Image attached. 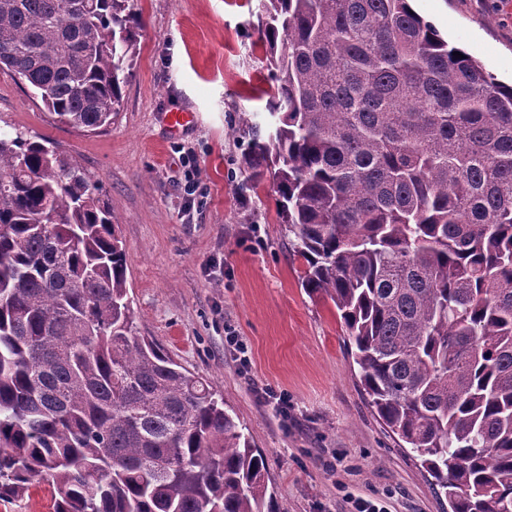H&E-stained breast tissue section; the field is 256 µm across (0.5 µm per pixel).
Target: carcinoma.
Returning <instances> with one entry per match:
<instances>
[{"instance_id":"carcinoma-1","label":"carcinoma","mask_w":512,"mask_h":512,"mask_svg":"<svg viewBox=\"0 0 512 512\" xmlns=\"http://www.w3.org/2000/svg\"><path fill=\"white\" fill-rule=\"evenodd\" d=\"M411 0H263L272 170L301 285L451 512H512V85ZM130 0H0V69L55 121L112 124ZM102 181L0 132V499L54 512H275L212 383L135 335ZM49 485H33L22 499L0 500V512H53Z\"/></svg>"}]
</instances>
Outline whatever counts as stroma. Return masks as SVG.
<instances>
[{"label":"stroma","instance_id":"obj_1","mask_svg":"<svg viewBox=\"0 0 512 512\" xmlns=\"http://www.w3.org/2000/svg\"><path fill=\"white\" fill-rule=\"evenodd\" d=\"M139 42L110 127L56 122L0 70V128L54 142L98 176L126 244L139 335L211 380L265 457L278 512H448L371 409L330 300L301 285L271 175L245 165L272 88L262 0H130ZM454 46L512 82V0H413ZM189 112L173 133L168 118ZM197 175L202 206L182 186Z\"/></svg>","mask_w":512,"mask_h":512}]
</instances>
